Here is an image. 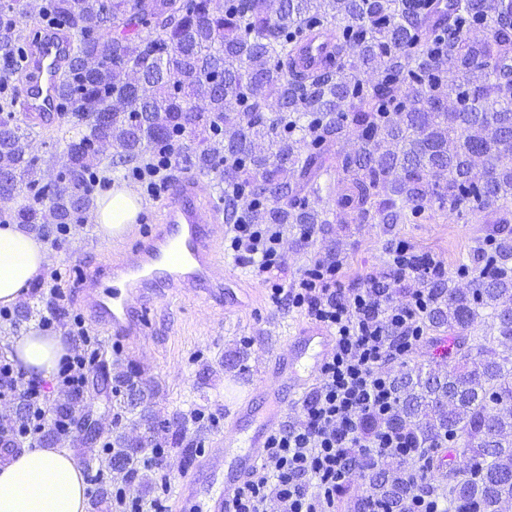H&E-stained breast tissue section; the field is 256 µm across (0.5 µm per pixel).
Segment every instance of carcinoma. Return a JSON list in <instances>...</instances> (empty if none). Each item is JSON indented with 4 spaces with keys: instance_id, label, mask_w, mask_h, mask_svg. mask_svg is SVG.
Instances as JSON below:
<instances>
[{
    "instance_id": "carcinoma-1",
    "label": "carcinoma",
    "mask_w": 512,
    "mask_h": 512,
    "mask_svg": "<svg viewBox=\"0 0 512 512\" xmlns=\"http://www.w3.org/2000/svg\"><path fill=\"white\" fill-rule=\"evenodd\" d=\"M50 0L72 38L60 73L72 106L58 129L59 174L80 172L82 206L91 174L137 166L194 136L202 173L262 199L257 224H416L457 213L493 225L499 264L468 292L440 286L429 326L459 334L450 369H408L395 378L392 424L423 443L426 472L443 468L429 450L462 442L471 465L436 485L448 512H504L512 505V0ZM27 0L0 5V72L22 77L19 18ZM149 28L147 34L139 27ZM101 30L89 45L82 31ZM486 30L482 38L472 36ZM320 31L321 67L301 64V46ZM0 98V172L6 193L28 190L14 224L50 228L80 219L70 200L43 184L32 143L40 133ZM224 136H219V129ZM354 136L348 153L326 164L324 147ZM113 150L101 154L99 144ZM325 201L318 211L309 198ZM487 311L483 335L463 332ZM135 369L117 378L144 397ZM123 467L140 449L115 438ZM416 488L399 467L373 480L387 512Z\"/></svg>"
}]
</instances>
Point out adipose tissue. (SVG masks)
Instances as JSON below:
<instances>
[{
	"instance_id": "obj_1",
	"label": "adipose tissue",
	"mask_w": 512,
	"mask_h": 512,
	"mask_svg": "<svg viewBox=\"0 0 512 512\" xmlns=\"http://www.w3.org/2000/svg\"><path fill=\"white\" fill-rule=\"evenodd\" d=\"M143 208L131 187L113 186L93 211L98 235L112 238L136 223ZM49 249L15 224L0 226V307L18 303L46 271ZM62 334L31 329L10 342V354L26 376L52 379L66 354ZM0 512H90L87 479L66 448H25L0 460Z\"/></svg>"
}]
</instances>
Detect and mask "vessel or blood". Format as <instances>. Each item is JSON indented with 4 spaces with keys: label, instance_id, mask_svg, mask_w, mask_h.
Instances as JSON below:
<instances>
[{
    "label": "vessel or blood",
    "instance_id": "vessel-or-blood-1",
    "mask_svg": "<svg viewBox=\"0 0 512 512\" xmlns=\"http://www.w3.org/2000/svg\"><path fill=\"white\" fill-rule=\"evenodd\" d=\"M26 42L27 78L18 90L20 108L43 122L59 119V74L69 60L64 31L38 22ZM220 210V201L205 196L197 177L185 175L173 182L153 225L132 247L104 253L96 265L84 269L78 293L89 321L123 339L144 335V316L155 302L186 293L204 294L228 314L250 306L252 298L243 289L210 278L212 268L224 262L213 230ZM333 350L334 338L324 326L306 323L291 334L287 356L272 371L279 383L272 409L257 411L246 400L228 412L223 433L180 482L178 512H229L243 481L263 463L268 437L281 426L283 408L318 377Z\"/></svg>",
    "mask_w": 512,
    "mask_h": 512
}]
</instances>
